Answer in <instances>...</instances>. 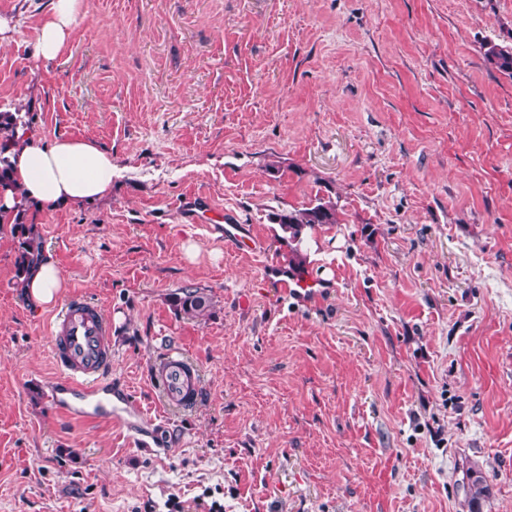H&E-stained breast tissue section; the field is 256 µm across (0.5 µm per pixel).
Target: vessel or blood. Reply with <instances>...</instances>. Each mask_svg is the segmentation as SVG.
<instances>
[{"instance_id": "obj_1", "label": "vessel or blood", "mask_w": 512, "mask_h": 512, "mask_svg": "<svg viewBox=\"0 0 512 512\" xmlns=\"http://www.w3.org/2000/svg\"><path fill=\"white\" fill-rule=\"evenodd\" d=\"M224 242L232 248L254 253L259 241L243 225L225 223ZM50 346L57 369L50 387L55 409L65 417L95 422L109 416L134 430L144 412L129 388L112 389L111 327L100 308L85 296L65 298L50 326ZM152 373L163 403L189 409L199 394V371L177 351H169L154 363Z\"/></svg>"}]
</instances>
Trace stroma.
<instances>
[{"label": "stroma", "instance_id": "1", "mask_svg": "<svg viewBox=\"0 0 512 512\" xmlns=\"http://www.w3.org/2000/svg\"><path fill=\"white\" fill-rule=\"evenodd\" d=\"M50 0H0V112L112 153L110 196L33 206L64 280L112 330L113 384L150 448L111 418L55 411L48 325L15 286L0 224V512H512V0H84L37 58ZM336 223L300 253L275 214ZM222 210L262 242L197 222ZM318 279L280 286L294 258ZM209 316L175 311L186 289ZM199 369L188 412L150 366ZM84 0H51L36 33L37 56L45 60L59 57L83 14ZM486 64L498 72L512 76V48L491 47L485 53ZM275 215L274 223L279 224L281 230L288 234V237H283V240L288 241L290 245L296 243L293 253L297 254L296 247L301 242L303 231L307 227L336 223V206L331 201L322 202L320 199L314 206ZM224 223L225 245L249 253H255L260 249L259 241L243 225L232 224L227 221H224ZM315 285L300 271H291L288 275V281L284 283V288H288V294L296 297H307L309 301L316 298L315 291H311Z\"/></svg>", "mask_w": 512, "mask_h": 512}]
</instances>
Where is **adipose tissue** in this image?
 Instances as JSON below:
<instances>
[{"mask_svg":"<svg viewBox=\"0 0 512 512\" xmlns=\"http://www.w3.org/2000/svg\"><path fill=\"white\" fill-rule=\"evenodd\" d=\"M83 10L84 0H50L37 28L38 57L53 60L63 53ZM9 153L12 177L28 203L77 208L112 192V154L95 141L61 137L46 143L20 133ZM62 286L56 263L45 258L31 269L24 293L41 309L56 300Z\"/></svg>","mask_w":512,"mask_h":512,"instance_id":"ef3b65f1","label":"adipose tissue"}]
</instances>
